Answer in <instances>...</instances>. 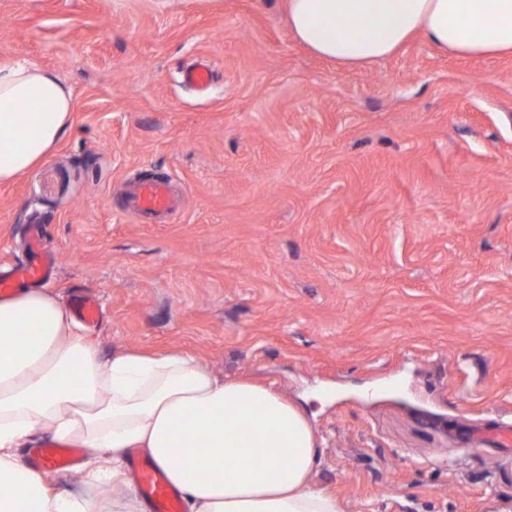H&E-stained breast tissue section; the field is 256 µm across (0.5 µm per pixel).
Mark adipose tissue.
I'll return each mask as SVG.
<instances>
[{
	"mask_svg": "<svg viewBox=\"0 0 512 512\" xmlns=\"http://www.w3.org/2000/svg\"><path fill=\"white\" fill-rule=\"evenodd\" d=\"M288 26L343 68L387 58L422 34L461 57L512 54V0H286ZM76 110L71 89L25 58L0 59V182L42 163ZM57 296L0 298V512H148L128 475L145 449L187 512H344L315 486L319 443L302 409L177 353L100 360ZM39 429L86 449L88 493H57L16 450Z\"/></svg>",
	"mask_w": 512,
	"mask_h": 512,
	"instance_id": "1",
	"label": "adipose tissue"
}]
</instances>
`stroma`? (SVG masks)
Wrapping results in <instances>:
<instances>
[{
	"instance_id": "obj_1",
	"label": "stroma",
	"mask_w": 512,
	"mask_h": 512,
	"mask_svg": "<svg viewBox=\"0 0 512 512\" xmlns=\"http://www.w3.org/2000/svg\"><path fill=\"white\" fill-rule=\"evenodd\" d=\"M1 56L77 109L0 185V276L41 225L44 286L98 300L77 333L101 359L183 352L281 394L345 512H512V447L472 440L512 422V56L419 35L340 68L284 0H0ZM145 176L175 217L127 212ZM183 78L193 88L206 89L212 80V68L206 61H198L185 70Z\"/></svg>"
}]
</instances>
